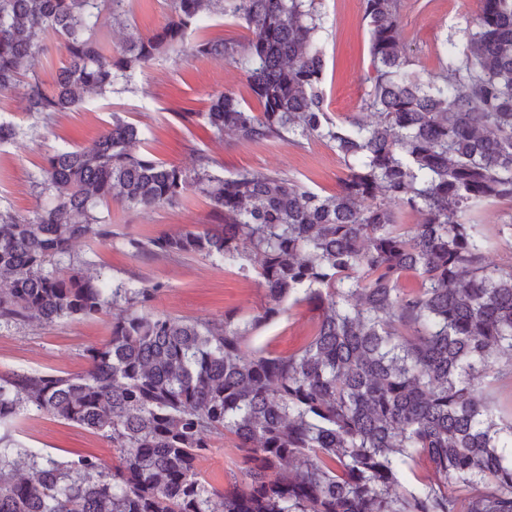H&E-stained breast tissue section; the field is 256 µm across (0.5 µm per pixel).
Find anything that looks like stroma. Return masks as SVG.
I'll list each match as a JSON object with an SVG mask.
<instances>
[{
  "instance_id": "35a3bbf8",
  "label": "stroma",
  "mask_w": 512,
  "mask_h": 512,
  "mask_svg": "<svg viewBox=\"0 0 512 512\" xmlns=\"http://www.w3.org/2000/svg\"><path fill=\"white\" fill-rule=\"evenodd\" d=\"M325 19L321 46L326 70L322 91L332 119L360 112L361 99L371 73L368 25L360 0H318ZM479 10L478 0H407L400 21L403 45L418 68L431 70L438 63L444 39L464 49L466 29ZM219 91L250 100L242 72L223 60L187 56L171 51L158 57L146 70L136 73L127 88L92 101L84 107L56 113L43 136L24 138L0 148V203L26 214L39 200L30 175L43 156L64 145L93 141L113 114L137 124L143 145L157 158L192 168L198 153L209 155L215 169L225 175L241 170L281 171L315 191L336 193L347 169L343 160L319 139L295 147L280 142L242 144L232 136L215 141L201 114L210 97ZM109 218L120 232L156 235L211 222L208 201L189 193L184 205L153 211L109 208ZM483 232L490 241L487 260L493 265L512 263V235L503 230L512 221V205L486 203L480 213ZM73 252L86 261L90 272L103 279L149 280L165 288L153 304L155 311L184 318L223 319L225 311L255 310L263 290L253 273L224 268L202 257L174 261L133 256L120 244L79 241ZM317 315L310 306L291 308L277 323L261 330L260 341L268 351L287 355L307 340ZM111 313L93 318L63 320L50 326H0V372L13 370L75 372L86 364V351L109 338ZM18 439L33 448L51 452L60 460L75 455H94L113 462L111 444L86 429L49 416L24 417ZM237 454L231 444L215 440L200 463L204 478L224 488L239 475Z\"/></svg>"
}]
</instances>
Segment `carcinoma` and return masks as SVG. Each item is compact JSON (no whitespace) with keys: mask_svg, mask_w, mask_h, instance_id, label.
<instances>
[{"mask_svg":"<svg viewBox=\"0 0 512 512\" xmlns=\"http://www.w3.org/2000/svg\"><path fill=\"white\" fill-rule=\"evenodd\" d=\"M166 2L164 25L142 37L130 0H0V90L24 84L26 130L187 50L241 71L260 105L212 95L202 117L215 136L317 138L347 174L322 195L272 170L222 176L204 153L189 170L141 149L118 113L92 143L47 153L31 175L44 201L24 216L0 208V324L120 314L85 369L0 374V512H512V409L478 387L512 379L495 365L512 359V265L488 263L468 218L512 202V0H480L467 50L443 47L426 74L403 50V0H361L370 123L325 110L317 0ZM213 15L251 37L187 42ZM107 24L124 33L112 53ZM50 38L65 64L47 87L35 59ZM26 130L0 120V147ZM191 190L216 224L143 236L99 216L114 202L179 206ZM80 239L251 270L264 301L219 322L158 314L162 284L93 276L73 254ZM409 275L418 287H401ZM289 304L317 311L306 344L255 346ZM32 411L106 438L115 463L24 445L14 432ZM217 438L243 476L224 490L199 468Z\"/></svg>","mask_w":512,"mask_h":512,"instance_id":"1","label":"carcinoma"}]
</instances>
